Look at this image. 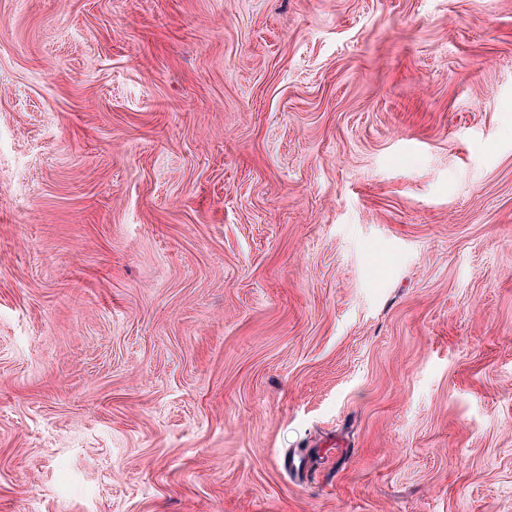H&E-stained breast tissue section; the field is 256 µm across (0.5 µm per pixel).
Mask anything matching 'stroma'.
<instances>
[{"label": "stroma", "mask_w": 512, "mask_h": 512, "mask_svg": "<svg viewBox=\"0 0 512 512\" xmlns=\"http://www.w3.org/2000/svg\"><path fill=\"white\" fill-rule=\"evenodd\" d=\"M0 512H512V0H0Z\"/></svg>", "instance_id": "stroma-1"}]
</instances>
